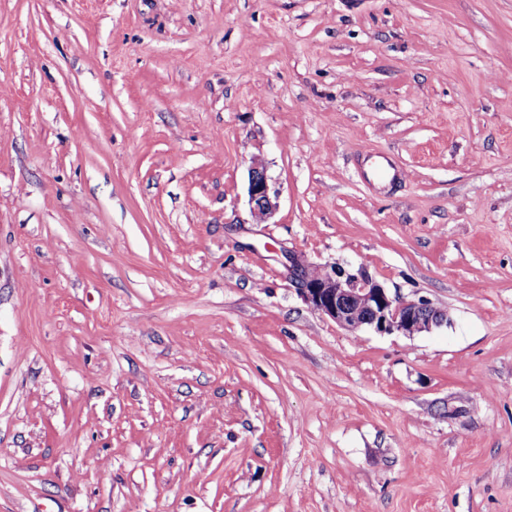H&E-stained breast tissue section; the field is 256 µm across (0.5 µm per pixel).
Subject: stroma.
<instances>
[{
	"mask_svg": "<svg viewBox=\"0 0 512 512\" xmlns=\"http://www.w3.org/2000/svg\"><path fill=\"white\" fill-rule=\"evenodd\" d=\"M0 512H512V0H0ZM247 193L251 211L257 219L265 220L272 215L277 207L278 192L261 163L255 162L249 170ZM284 266L304 300L349 330L414 336L448 323V314L424 300H404L362 271L308 263L295 254ZM316 270V273H311Z\"/></svg>",
	"mask_w": 512,
	"mask_h": 512,
	"instance_id": "stroma-1",
	"label": "stroma"
}]
</instances>
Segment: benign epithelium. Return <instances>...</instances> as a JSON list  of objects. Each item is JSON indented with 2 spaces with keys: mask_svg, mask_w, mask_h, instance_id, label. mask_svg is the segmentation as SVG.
<instances>
[{
  "mask_svg": "<svg viewBox=\"0 0 512 512\" xmlns=\"http://www.w3.org/2000/svg\"><path fill=\"white\" fill-rule=\"evenodd\" d=\"M248 203L264 220L275 211L278 192L266 168L256 162L249 170ZM284 266L304 300L349 330L371 329L380 335L414 336L448 323V314L424 300H404L365 273L311 264L295 254Z\"/></svg>",
  "mask_w": 512,
  "mask_h": 512,
  "instance_id": "obj_1",
  "label": "benign epithelium"
}]
</instances>
